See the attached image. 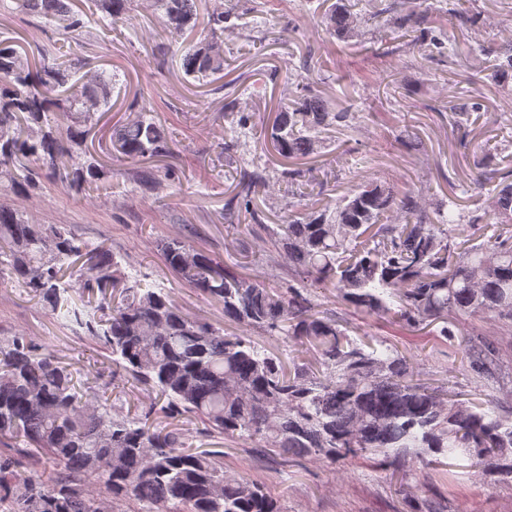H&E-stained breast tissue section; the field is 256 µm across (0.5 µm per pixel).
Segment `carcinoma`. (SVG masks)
Segmentation results:
<instances>
[{"instance_id": "cac0c4a2", "label": "carcinoma", "mask_w": 512, "mask_h": 512, "mask_svg": "<svg viewBox=\"0 0 512 512\" xmlns=\"http://www.w3.org/2000/svg\"><path fill=\"white\" fill-rule=\"evenodd\" d=\"M16 10L53 23L66 33L84 27L72 0H13ZM112 24L130 20L131 0H98ZM198 0H149L164 30L184 33L198 23ZM325 30L359 36L372 18L385 15L396 29L417 33L422 61L445 56L468 61L457 44H446V27L465 33L480 13L463 0L404 11L387 0L373 15L354 11L349 0H320ZM247 25L222 0L208 13L207 39L181 48V68L200 79L224 71V34ZM490 57L486 77L512 83V40L479 46ZM73 60L32 61L17 38L0 37V183L6 190L38 187V170L79 187H104L111 170L87 155L94 117L109 106L112 79L102 73L79 84ZM321 65L312 50L298 56L279 110L264 128L265 144L286 168H244L224 221L240 213L264 231L268 262L288 261L292 283L251 278L241 262L227 263L194 250L182 238L162 239L165 264L224 308L235 331L216 328L183 313L162 290L131 283L115 254L74 238L64 224H34L0 203V281L20 282L44 308L67 310L70 322L105 345L112 364L136 388L155 394L143 415L113 416L79 372L52 355L37 353L24 336L0 338V512H285L264 486L224 470V453L189 443L183 423L200 421L208 431L261 443L270 456H314L336 463L373 462L399 478L405 459L427 465L466 455L512 479V417L493 402H458L448 391L417 379L413 363L385 340L357 341L343 323L324 315L314 291L368 316L386 318L411 335L461 337L465 369L493 379L501 369L498 330H512V173L496 156L481 153V186L496 180L490 209L474 224L496 225L478 242L460 243L448 225L460 219L438 208L429 214L422 191L374 182L355 185L310 211L293 202L279 223L261 221L257 198L270 183L304 186L297 162L321 154L336 130L354 119L313 92ZM253 113L237 100L224 104L230 122L224 150H236L251 129ZM109 151L124 159L170 153L164 127L145 110L130 113L112 131ZM82 263L77 283L65 281ZM95 303L91 316L66 297ZM491 326L469 337L465 326ZM291 344L288 364L258 347L252 334ZM162 414L166 426L150 421ZM43 475L24 476L21 459Z\"/></svg>"}]
</instances>
